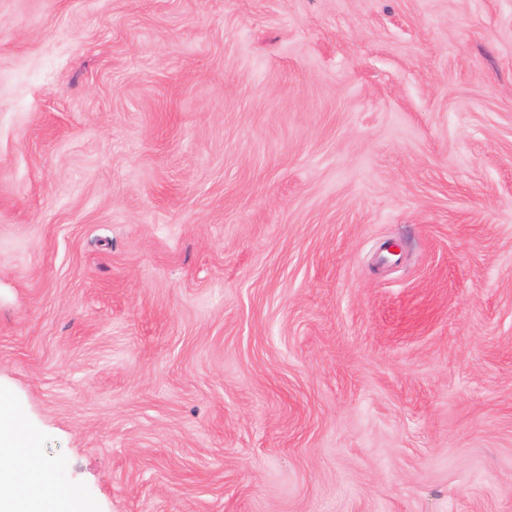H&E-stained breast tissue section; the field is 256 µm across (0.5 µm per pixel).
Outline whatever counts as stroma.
Returning a JSON list of instances; mask_svg holds the SVG:
<instances>
[{
	"label": "stroma",
	"mask_w": 512,
	"mask_h": 512,
	"mask_svg": "<svg viewBox=\"0 0 512 512\" xmlns=\"http://www.w3.org/2000/svg\"><path fill=\"white\" fill-rule=\"evenodd\" d=\"M0 406L79 512H512V0H0Z\"/></svg>",
	"instance_id": "35a3bbf8"
}]
</instances>
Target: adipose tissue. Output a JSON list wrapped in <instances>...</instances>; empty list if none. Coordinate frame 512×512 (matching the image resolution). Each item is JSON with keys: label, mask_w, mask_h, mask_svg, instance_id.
<instances>
[{"label": "adipose tissue", "mask_w": 512, "mask_h": 512, "mask_svg": "<svg viewBox=\"0 0 512 512\" xmlns=\"http://www.w3.org/2000/svg\"><path fill=\"white\" fill-rule=\"evenodd\" d=\"M19 430L12 416L0 415V512H68L64 496L48 498L39 474L29 483L15 479L19 455L15 449Z\"/></svg>", "instance_id": "adipose-tissue-1"}]
</instances>
